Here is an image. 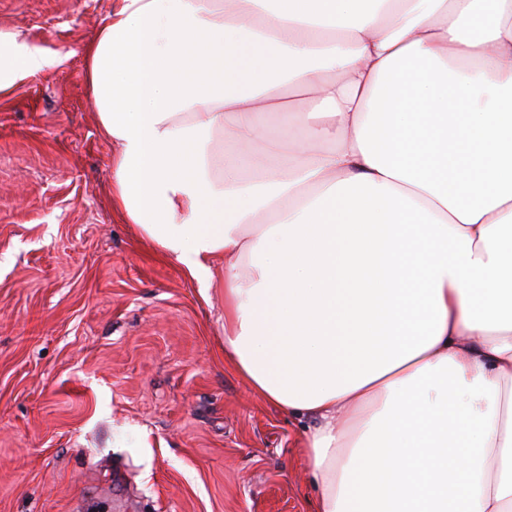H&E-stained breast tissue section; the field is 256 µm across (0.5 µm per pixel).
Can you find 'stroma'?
Instances as JSON below:
<instances>
[{"instance_id": "35a3bbf8", "label": "stroma", "mask_w": 512, "mask_h": 512, "mask_svg": "<svg viewBox=\"0 0 512 512\" xmlns=\"http://www.w3.org/2000/svg\"><path fill=\"white\" fill-rule=\"evenodd\" d=\"M111 10L0 0V512H313L300 423L224 357L223 256L201 290L112 208Z\"/></svg>"}]
</instances>
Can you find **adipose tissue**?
I'll return each instance as SVG.
<instances>
[{"mask_svg":"<svg viewBox=\"0 0 512 512\" xmlns=\"http://www.w3.org/2000/svg\"><path fill=\"white\" fill-rule=\"evenodd\" d=\"M84 54L113 208L200 288L223 254L315 512H512V0H114Z\"/></svg>","mask_w":512,"mask_h":512,"instance_id":"adipose-tissue-1","label":"adipose tissue"}]
</instances>
